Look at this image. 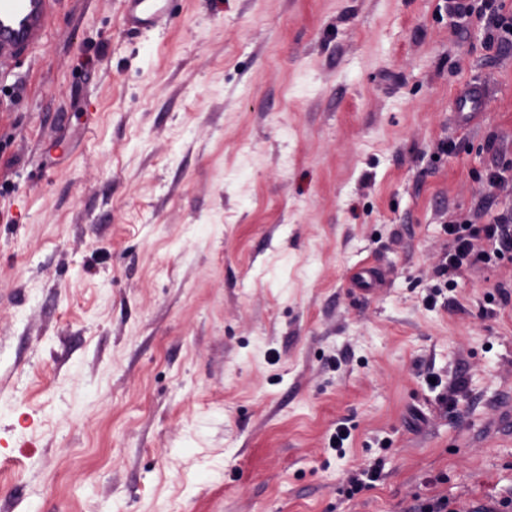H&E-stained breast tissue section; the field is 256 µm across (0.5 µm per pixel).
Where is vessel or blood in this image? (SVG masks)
Segmentation results:
<instances>
[{"instance_id":"1","label":"vessel or blood","mask_w":512,"mask_h":512,"mask_svg":"<svg viewBox=\"0 0 512 512\" xmlns=\"http://www.w3.org/2000/svg\"><path fill=\"white\" fill-rule=\"evenodd\" d=\"M127 30L141 31L167 23L170 0H120ZM55 0H0V74L12 73L16 65L42 49L51 32ZM484 88L471 85L456 96L462 116L485 111Z\"/></svg>"}]
</instances>
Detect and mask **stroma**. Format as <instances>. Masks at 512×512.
I'll list each match as a JSON object with an SVG mask.
<instances>
[{"instance_id":"1","label":"stroma","mask_w":512,"mask_h":512,"mask_svg":"<svg viewBox=\"0 0 512 512\" xmlns=\"http://www.w3.org/2000/svg\"><path fill=\"white\" fill-rule=\"evenodd\" d=\"M511 162L512 47L448 0H177L138 33L62 0L0 80V512H497L512 254L436 268ZM487 108L484 88L471 85L461 90L456 96V112L460 116H475ZM382 470L379 466H369L368 468L357 469L349 478L350 494H354L363 488L372 486L373 483L379 481Z\"/></svg>"}]
</instances>
